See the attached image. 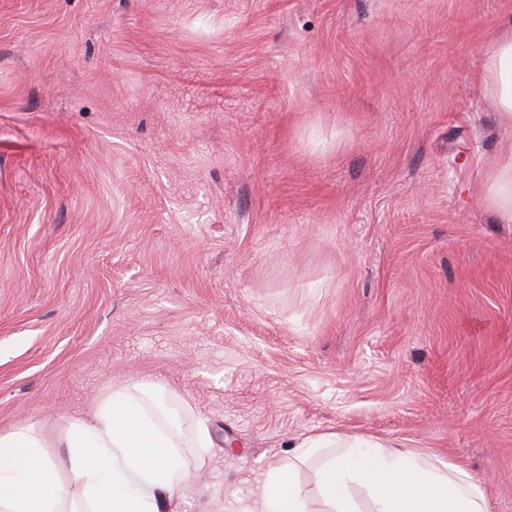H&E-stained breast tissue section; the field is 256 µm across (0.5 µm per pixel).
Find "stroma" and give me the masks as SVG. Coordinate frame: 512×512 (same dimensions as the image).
<instances>
[{"label":"stroma","instance_id":"1","mask_svg":"<svg viewBox=\"0 0 512 512\" xmlns=\"http://www.w3.org/2000/svg\"><path fill=\"white\" fill-rule=\"evenodd\" d=\"M512 0H0V433L50 458L159 385L226 512L314 434L455 459L512 512ZM212 446H193L197 421ZM479 83L495 101L502 122L512 127V30L488 44ZM483 201L500 223H512V155L501 156L487 163Z\"/></svg>","mask_w":512,"mask_h":512}]
</instances>
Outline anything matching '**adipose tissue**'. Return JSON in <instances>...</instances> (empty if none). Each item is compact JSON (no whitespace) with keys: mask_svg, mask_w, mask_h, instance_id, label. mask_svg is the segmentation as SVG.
I'll list each match as a JSON object with an SVG mask.
<instances>
[{"mask_svg":"<svg viewBox=\"0 0 512 512\" xmlns=\"http://www.w3.org/2000/svg\"><path fill=\"white\" fill-rule=\"evenodd\" d=\"M479 83L512 127V30L488 44ZM483 201L500 223H512V155L488 162ZM158 400L157 389L140 384L103 396L92 421L70 422L63 446L84 486L82 499L71 505L36 425L0 434V512H160L189 472L171 428L146 407ZM290 456L291 469L263 472L257 493L237 500L232 512H310L293 469L313 459L321 512H366L365 500L367 512H489L483 490L460 463L372 437L307 436Z\"/></svg>","mask_w":512,"mask_h":512,"instance_id":"1","label":"adipose tissue"}]
</instances>
